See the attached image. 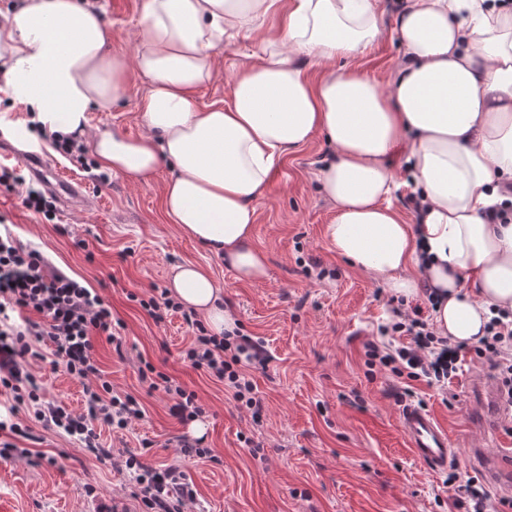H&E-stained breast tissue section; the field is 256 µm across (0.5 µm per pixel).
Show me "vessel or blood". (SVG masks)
I'll return each instance as SVG.
<instances>
[{
    "mask_svg": "<svg viewBox=\"0 0 512 512\" xmlns=\"http://www.w3.org/2000/svg\"><path fill=\"white\" fill-rule=\"evenodd\" d=\"M399 424L417 460L434 471L447 469L455 450L447 430L431 411L407 405L399 414ZM473 461L494 489L512 490L511 448H499L492 453L474 449Z\"/></svg>",
    "mask_w": 512,
    "mask_h": 512,
    "instance_id": "vessel-or-blood-1",
    "label": "vessel or blood"
}]
</instances>
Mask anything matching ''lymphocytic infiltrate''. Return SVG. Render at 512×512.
Here are the masks:
<instances>
[{
    "mask_svg": "<svg viewBox=\"0 0 512 512\" xmlns=\"http://www.w3.org/2000/svg\"><path fill=\"white\" fill-rule=\"evenodd\" d=\"M142 308L158 323L169 312L181 313L194 333L185 352L191 367L226 383L237 401L253 415L261 414L262 402L254 397L253 384L238 365L244 361L266 368L269 356L262 343L245 335L230 340L210 334L194 311L183 310L165 291L143 302ZM393 313L394 320L381 332L407 337V344L391 350L366 343V365L430 386L449 383L458 370L461 344L437 335L421 306L408 311L397 306ZM120 329L112 320L111 307L96 292L51 266L39 250L22 246L12 235H0V395L11 396V413L22 408L32 411L44 428L78 437L97 457H110V449L100 442L98 426L123 430L143 415L134 396L113 395L112 383L96 357L98 338L122 346ZM473 350L486 358L498 380L501 401L511 407L512 320L493 318ZM46 356L52 366L63 367L81 381L82 412L45 400L27 365ZM125 466L134 472L132 495L141 512H183L185 503L195 497L176 467L157 469L134 456L126 459Z\"/></svg>",
    "mask_w": 512,
    "mask_h": 512,
    "instance_id": "f902f5d3",
    "label": "lymphocytic infiltrate"
}]
</instances>
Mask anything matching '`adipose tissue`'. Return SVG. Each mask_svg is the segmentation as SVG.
<instances>
[{"label":"adipose tissue","instance_id":"obj_1","mask_svg":"<svg viewBox=\"0 0 512 512\" xmlns=\"http://www.w3.org/2000/svg\"><path fill=\"white\" fill-rule=\"evenodd\" d=\"M278 3L144 0L129 59L112 53L100 13L83 0H23L0 23V76L48 131L89 139L103 169L141 183L169 164L167 216L247 283L267 275L253 243L256 200L285 153L324 135L333 152L317 181L335 208L325 237L337 255L408 299L429 284L437 335L477 342L492 310L512 312V210L503 224L486 216L512 197V8L406 0L397 17L406 58L383 87L347 64L381 33L377 0H292L284 27L230 75L228 100L201 105L216 50ZM132 70L149 82L144 133L88 135L91 108L121 100ZM403 142L422 202L414 224L389 202L400 187L389 157ZM168 289L211 334L233 330L203 268L172 267Z\"/></svg>","mask_w":512,"mask_h":512}]
</instances>
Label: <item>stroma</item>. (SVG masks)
<instances>
[{
    "mask_svg": "<svg viewBox=\"0 0 512 512\" xmlns=\"http://www.w3.org/2000/svg\"><path fill=\"white\" fill-rule=\"evenodd\" d=\"M111 32L112 51L137 47L143 0H95ZM397 0H379L381 34L353 67L387 83L404 48L396 30ZM271 15L256 30L241 34L218 51L214 80L201 89V104L224 101L226 77L258 52L266 34L279 25ZM148 83L130 73L123 99L93 108L90 129L143 133L137 112ZM30 110L0 89V134L10 143L37 150L61 178L85 183L87 201L58 208L53 220L22 204L23 187L0 185V220L26 245L37 247L52 266L95 289L121 320L125 344L116 355L106 342L96 345L114 394L134 395L144 415L124 430H102L111 457L96 458L72 437L44 428L27 411L37 442L17 439L29 449L25 459L0 458V500L11 512H139L128 456L155 467H179L196 491L185 512H448L447 472H433L415 459L398 422L400 405L392 392L404 379L390 372L368 375L366 342L396 348L399 336L379 335L392 297L385 284L339 257L324 235L335 209L317 190V172L328 145L323 136L286 154L256 204L254 243L267 256L268 276L243 283L223 259L186 236L163 210L168 166L145 183L121 174L108 186L96 182L76 157L60 155L51 139L28 128ZM324 276L306 275L309 258ZM205 269L233 312L235 329L263 340L271 360L266 371L246 367L263 402L260 419L237 402L231 389L184 358L191 332L180 314L155 323L140 306L154 288H165L173 266ZM197 394L205 412L204 445L210 457L180 454L177 439L192 434L191 423L172 416L164 389H149L145 364ZM461 368L447 389L413 382L416 399L433 412L457 446L453 462L460 477H478L475 448L494 450L507 441L512 417L488 431L472 429L483 403L473 379L489 375L485 360L463 352ZM46 400L82 409V385L46 361L29 366Z\"/></svg>",
    "mask_w": 512,
    "mask_h": 512,
    "instance_id": "35a3bbf8",
    "label": "stroma"
}]
</instances>
